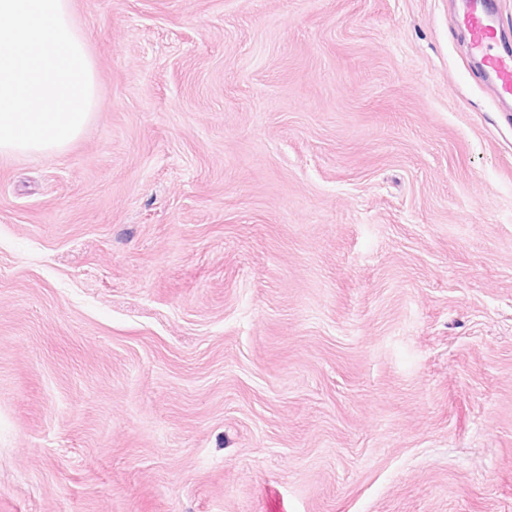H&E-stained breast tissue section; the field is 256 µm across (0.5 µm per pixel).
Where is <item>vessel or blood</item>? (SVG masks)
<instances>
[{"mask_svg": "<svg viewBox=\"0 0 512 512\" xmlns=\"http://www.w3.org/2000/svg\"><path fill=\"white\" fill-rule=\"evenodd\" d=\"M459 23L473 58L490 75L496 98H512V53L500 50L501 29L495 0H460Z\"/></svg>", "mask_w": 512, "mask_h": 512, "instance_id": "vessel-or-blood-1", "label": "vessel or blood"}]
</instances>
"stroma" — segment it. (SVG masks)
<instances>
[{"label": "stroma", "instance_id": "1", "mask_svg": "<svg viewBox=\"0 0 512 512\" xmlns=\"http://www.w3.org/2000/svg\"><path fill=\"white\" fill-rule=\"evenodd\" d=\"M97 110L0 155V512H512V108L451 0H72Z\"/></svg>", "mask_w": 512, "mask_h": 512}]
</instances>
